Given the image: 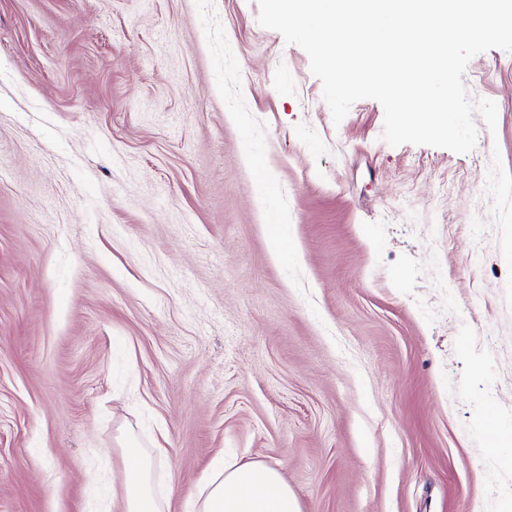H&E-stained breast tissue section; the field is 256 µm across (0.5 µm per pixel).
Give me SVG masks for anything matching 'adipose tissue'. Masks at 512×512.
I'll use <instances>...</instances> for the list:
<instances>
[{
  "label": "adipose tissue",
  "mask_w": 512,
  "mask_h": 512,
  "mask_svg": "<svg viewBox=\"0 0 512 512\" xmlns=\"http://www.w3.org/2000/svg\"><path fill=\"white\" fill-rule=\"evenodd\" d=\"M123 457L124 482L112 494L113 512H165L167 496L153 479L151 454L133 445ZM189 512H301V506L277 468L225 460L191 500Z\"/></svg>",
  "instance_id": "adipose-tissue-1"
}]
</instances>
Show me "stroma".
<instances>
[{"label": "stroma", "mask_w": 512, "mask_h": 512, "mask_svg": "<svg viewBox=\"0 0 512 512\" xmlns=\"http://www.w3.org/2000/svg\"><path fill=\"white\" fill-rule=\"evenodd\" d=\"M256 0H0V512H112L162 439L302 512H512V53L476 146L334 123ZM283 249H275V239Z\"/></svg>", "instance_id": "35a3bbf8"}]
</instances>
